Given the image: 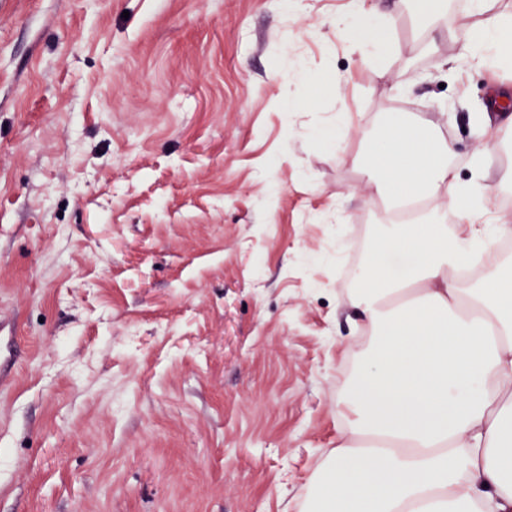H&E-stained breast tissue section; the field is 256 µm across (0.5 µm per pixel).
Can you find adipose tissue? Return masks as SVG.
Wrapping results in <instances>:
<instances>
[{
    "mask_svg": "<svg viewBox=\"0 0 512 512\" xmlns=\"http://www.w3.org/2000/svg\"><path fill=\"white\" fill-rule=\"evenodd\" d=\"M474 7L488 13V0ZM511 29V15H489L464 54L499 66ZM347 32L367 58L389 43L376 7ZM452 152L401 118L369 143L364 173L387 203L356 295L370 360L336 402V446L311 472L304 512H512V259L494 247L512 226L483 219L486 158L463 185Z\"/></svg>",
    "mask_w": 512,
    "mask_h": 512,
    "instance_id": "obj_1",
    "label": "adipose tissue"
}]
</instances>
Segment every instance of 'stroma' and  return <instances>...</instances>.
Listing matches in <instances>:
<instances>
[{"label":"stroma","instance_id":"1","mask_svg":"<svg viewBox=\"0 0 512 512\" xmlns=\"http://www.w3.org/2000/svg\"><path fill=\"white\" fill-rule=\"evenodd\" d=\"M352 11L0 0V512H299L371 338L338 277L383 214L363 133L428 121L512 197L485 15L432 49L393 17L370 63Z\"/></svg>","mask_w":512,"mask_h":512}]
</instances>
